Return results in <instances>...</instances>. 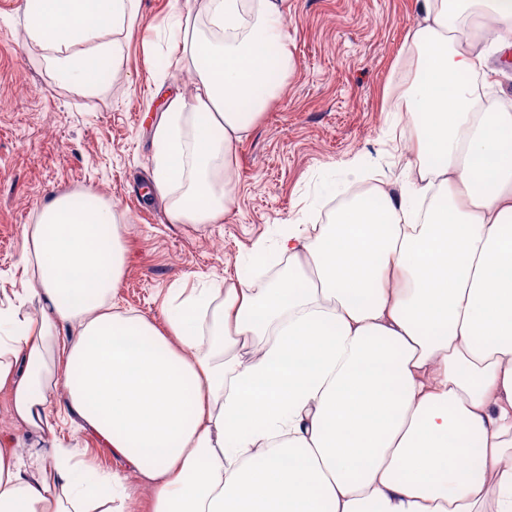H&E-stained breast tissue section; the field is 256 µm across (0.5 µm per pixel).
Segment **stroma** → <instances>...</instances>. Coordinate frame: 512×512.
Masks as SVG:
<instances>
[{
    "instance_id": "stroma-1",
    "label": "stroma",
    "mask_w": 512,
    "mask_h": 512,
    "mask_svg": "<svg viewBox=\"0 0 512 512\" xmlns=\"http://www.w3.org/2000/svg\"><path fill=\"white\" fill-rule=\"evenodd\" d=\"M22 2L0 5V293L21 276L25 225L58 194L91 188L112 202L128 248L117 301L149 316L169 289L234 280L254 243L274 245L279 225L299 211L322 223L335 201L330 183L356 178L353 159L386 189L400 188L412 138L408 120L389 107L408 78L417 0H285L295 70L236 144L235 204L214 224L169 223L164 202L147 194L163 96L194 90L170 18L200 11L201 0H140L121 69L89 97L46 70L24 30ZM58 438L97 471L123 468L71 422Z\"/></svg>"
}]
</instances>
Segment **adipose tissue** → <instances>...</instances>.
Wrapping results in <instances>:
<instances>
[{"label":"adipose tissue","mask_w":512,"mask_h":512,"mask_svg":"<svg viewBox=\"0 0 512 512\" xmlns=\"http://www.w3.org/2000/svg\"><path fill=\"white\" fill-rule=\"evenodd\" d=\"M138 0H28L30 41L80 96L117 70ZM283 0H202L176 17L195 78L154 125L153 190L173 224L230 214L223 162L294 61ZM414 120L399 193L333 186L327 223L288 220L286 268L175 289L159 316L120 310L126 242L90 188L25 225L24 278L0 299V391L35 434L0 443V512H512V112L488 93L475 40L512 0H420ZM36 315H29V308ZM122 459L89 471L58 443L55 410Z\"/></svg>","instance_id":"adipose-tissue-1"}]
</instances>
